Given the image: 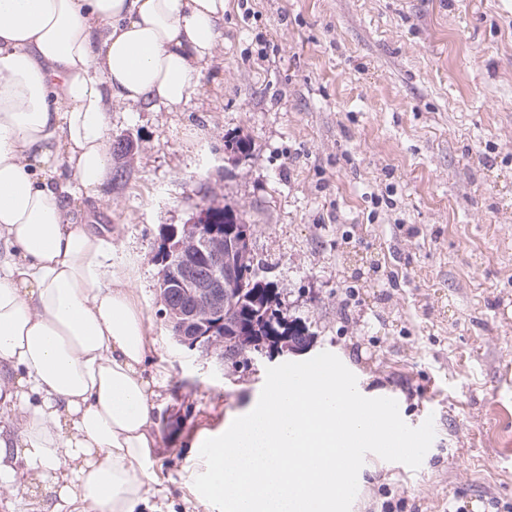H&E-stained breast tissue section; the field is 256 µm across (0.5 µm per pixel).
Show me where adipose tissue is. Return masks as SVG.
<instances>
[{
  "instance_id": "1",
  "label": "adipose tissue",
  "mask_w": 512,
  "mask_h": 512,
  "mask_svg": "<svg viewBox=\"0 0 512 512\" xmlns=\"http://www.w3.org/2000/svg\"><path fill=\"white\" fill-rule=\"evenodd\" d=\"M225 0H0V487L42 512H157L166 489L137 261L75 199L112 180L119 99L198 91Z\"/></svg>"
}]
</instances>
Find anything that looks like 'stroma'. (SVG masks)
I'll use <instances>...</instances> for the list:
<instances>
[{
	"label": "stroma",
	"mask_w": 512,
	"mask_h": 512,
	"mask_svg": "<svg viewBox=\"0 0 512 512\" xmlns=\"http://www.w3.org/2000/svg\"><path fill=\"white\" fill-rule=\"evenodd\" d=\"M243 140L248 153L230 149ZM95 223L139 257L170 512H216L193 442L266 369L178 346L159 296L168 227L229 207L283 312L366 397L433 418L411 469L370 454L351 512H512V0H226L202 85L175 111L112 103Z\"/></svg>",
	"instance_id": "1"
}]
</instances>
